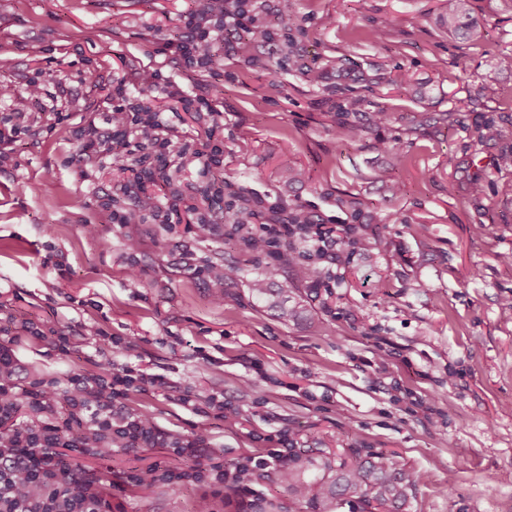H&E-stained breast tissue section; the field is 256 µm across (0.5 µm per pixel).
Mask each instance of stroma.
Returning <instances> with one entry per match:
<instances>
[{
	"label": "stroma",
	"instance_id": "1",
	"mask_svg": "<svg viewBox=\"0 0 512 512\" xmlns=\"http://www.w3.org/2000/svg\"><path fill=\"white\" fill-rule=\"evenodd\" d=\"M303 31L288 47L278 0H256V23L274 28L266 45L241 32L223 44L224 66L194 71L158 54L182 33L195 0H0V86L14 90L1 112H20L29 131L0 155V315L34 323L96 325L121 337L116 362H138L195 392H224L237 413L216 428L225 468L277 448L278 431L298 448L387 452L422 476L410 512H512V169L497 166L512 146V106L486 96L488 80L512 91V0H469L477 28L449 36L442 0H292ZM347 69L337 74L336 60ZM214 100L218 126L172 111L159 88L138 81L143 68ZM321 73L318 82L302 72ZM39 79L61 83L57 109L30 100ZM168 111L191 149L222 145L218 173L235 196L213 202V222L229 225L240 199L269 208L301 203L325 224H352L347 200L386 223L372 249L330 263L307 253L320 271L317 288L274 281L300 302L286 321L252 298L250 286L276 255L247 252L237 236H212L199 225L112 222L101 193L120 179L109 166L80 177L71 126L108 111L113 82ZM369 85L353 114L361 132L337 144V86ZM391 120L367 127L373 106ZM66 113L58 121L57 113ZM493 121L495 137H484ZM395 140L374 151L375 137ZM306 172L280 176L282 156ZM404 192L392 197L388 186ZM481 181L483 192L471 186ZM99 225L101 237L84 227ZM141 239L130 253L127 236ZM192 245L200 263L236 268L222 302L207 278L170 263L175 241ZM137 276H130V268ZM91 348L58 356L43 342L21 344L30 373L65 378L93 374ZM129 408L160 427L190 434L196 417L167 395L134 392ZM155 452L125 450L100 463L112 474V512H247V498L214 495L186 483L124 485Z\"/></svg>",
	"mask_w": 512,
	"mask_h": 512
}]
</instances>
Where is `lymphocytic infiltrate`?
<instances>
[{
	"instance_id": "lymphocytic-infiltrate-1",
	"label": "lymphocytic infiltrate",
	"mask_w": 512,
	"mask_h": 512,
	"mask_svg": "<svg viewBox=\"0 0 512 512\" xmlns=\"http://www.w3.org/2000/svg\"><path fill=\"white\" fill-rule=\"evenodd\" d=\"M250 0H198L184 20L180 38L165 44L178 64L198 70L221 66L215 50L225 33L252 30ZM178 132L149 99L130 97L126 84L112 92V110L101 124L77 126L73 136L81 146L79 168L106 159L132 177L121 184L127 197L124 211L113 212L116 224H170L180 208H187L210 234L223 235V225L206 220L198 207H185L186 192L200 201L221 196L209 175L221 163L224 150L212 146L185 189L168 191V157ZM48 343L60 355L86 341H94L97 374H72L66 379L34 377L23 366L18 348L22 340ZM118 339L98 328L83 332L76 325L56 321L15 322L0 332V512H112V489L101 471L82 465V458L110 459L117 448H159L164 459L132 473L139 486L160 482H210L223 487L224 465L211 453L210 419L226 418L224 394H199L184 389L181 405L199 416L190 435L161 429L150 418L131 412L130 392H166L173 383L137 364L113 360ZM191 460L192 468L173 473L166 456Z\"/></svg>"
}]
</instances>
